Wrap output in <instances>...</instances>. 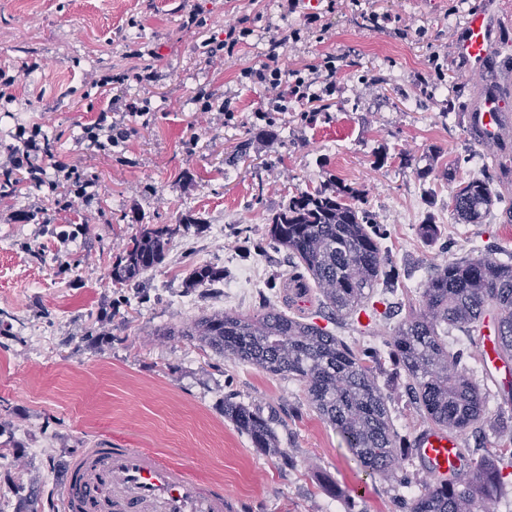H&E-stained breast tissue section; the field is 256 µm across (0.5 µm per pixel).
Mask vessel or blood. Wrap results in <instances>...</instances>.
Wrapping results in <instances>:
<instances>
[{
  "instance_id": "b4317fda",
  "label": "vessel or blood",
  "mask_w": 512,
  "mask_h": 512,
  "mask_svg": "<svg viewBox=\"0 0 512 512\" xmlns=\"http://www.w3.org/2000/svg\"><path fill=\"white\" fill-rule=\"evenodd\" d=\"M512 25L505 0H486L467 15L455 42L456 56L473 76L486 77L479 101L472 104L469 127L480 142L512 143V114L504 99L512 80L493 62L504 29ZM480 363L486 376L506 368L496 344L482 342ZM422 467L443 476L468 468L456 434L428 427L415 437ZM62 495L67 512H235L223 486L200 482L186 466L146 448L98 443L69 458L62 467Z\"/></svg>"
}]
</instances>
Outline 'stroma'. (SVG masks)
<instances>
[{
    "instance_id": "35a3bbf8",
    "label": "stroma",
    "mask_w": 512,
    "mask_h": 512,
    "mask_svg": "<svg viewBox=\"0 0 512 512\" xmlns=\"http://www.w3.org/2000/svg\"><path fill=\"white\" fill-rule=\"evenodd\" d=\"M485 0H336L330 30L304 27L310 0L281 17L277 0H0V141L16 123H40L60 157L80 160L98 186L91 203L62 210L45 190L0 197V495L17 512L29 492L39 512L61 505L63 463L97 442L169 453L201 481L223 486L239 512H405L425 469L401 460L394 479L366 474L336 431L306 399L303 385L205 352L179 328L199 316L244 315L273 307L324 327L350 346L378 352L395 431L411 438L426 425L393 377L386 342L418 302L433 265L495 250L512 258V216L495 205L478 224L448 215L452 185L497 173V160L466 131L467 104L480 84L454 44L470 11ZM390 15L383 29L364 13ZM191 29H182L185 19ZM407 24V37L395 32ZM246 24L237 52L206 60L205 45ZM299 30L280 56L282 71L333 60L330 96L309 116L296 100L268 108L261 64L278 29ZM154 50L159 74L144 87L131 75L144 62L130 45ZM34 72H26L28 64ZM210 92L201 111L193 96ZM148 105L122 154L86 149L82 128L113 101ZM233 115L225 117L221 106ZM247 157L232 164L235 145ZM413 154L401 164V153ZM350 187L383 232L396 266L391 290H375L376 321L331 314L309 288L303 308L286 303L299 274L268 237V220L298 192ZM194 218L146 280L122 287L110 273L143 224ZM435 221L434 236L422 226ZM224 227L216 240L212 227ZM223 266V282L187 291L192 269ZM253 271L262 292L245 291ZM100 327L101 337H86ZM491 390L477 432L461 439L474 459L491 461L512 487V402ZM240 401L272 420L278 454L252 448L224 416Z\"/></svg>"
}]
</instances>
